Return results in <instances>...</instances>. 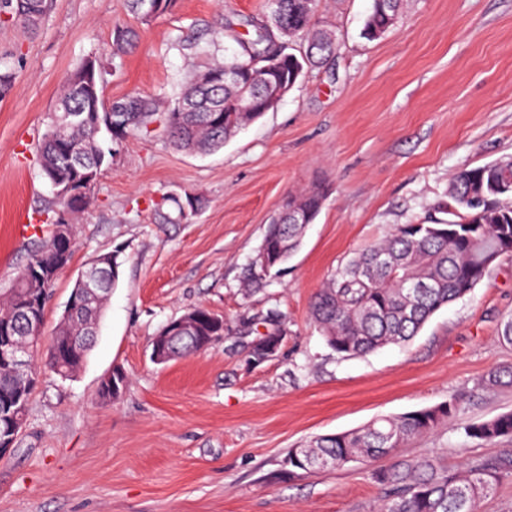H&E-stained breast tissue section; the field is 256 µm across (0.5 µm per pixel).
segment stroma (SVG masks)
<instances>
[{
	"instance_id": "35a3bbf8",
	"label": "stroma",
	"mask_w": 512,
	"mask_h": 512,
	"mask_svg": "<svg viewBox=\"0 0 512 512\" xmlns=\"http://www.w3.org/2000/svg\"><path fill=\"white\" fill-rule=\"evenodd\" d=\"M371 0H318L335 54L307 70L273 111L223 148L195 153L164 135L112 142L75 226L76 248L45 308L52 336L78 272L118 252L119 279L96 341L75 376L44 372L7 459L0 512H378L373 474L386 460L291 472L306 441L457 400L456 421L400 448L455 471L512 454V438L483 443L463 426L512 410V387L488 374L512 367L500 341L512 317V255L411 341L340 358L310 308L354 253L400 224L449 219L451 176L512 157V0H406L380 39L361 36ZM266 21V0H174L141 20L124 0H47L36 28L0 22V60L15 74L0 96V290L38 249L53 190L38 144L64 81L89 57L103 94L151 96L173 107L189 75L236 47L232 33ZM137 42L116 48L115 25ZM328 196L299 250L263 287L245 289L265 229L289 196ZM198 210L180 219L186 197ZM203 307L223 315L212 348L165 365L151 341ZM285 317L273 359L250 363L243 321ZM122 369L116 400L98 398Z\"/></svg>"
}]
</instances>
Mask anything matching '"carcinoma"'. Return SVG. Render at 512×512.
<instances>
[{
  "mask_svg": "<svg viewBox=\"0 0 512 512\" xmlns=\"http://www.w3.org/2000/svg\"><path fill=\"white\" fill-rule=\"evenodd\" d=\"M317 0H267L270 23L255 28L250 38L235 37L238 49L224 62L208 67L222 72L243 64L252 56H269L258 71L268 81L298 83L304 69L324 63L336 50V35L314 23ZM404 0H371L362 37L373 41L391 29L399 18ZM173 0H127L129 10L144 19L167 11ZM45 0H0V16L25 27L39 24ZM277 31L280 42L271 36ZM135 32L123 25L113 29L118 47L133 45ZM93 89L79 93L64 85L55 112L39 149L42 176L56 186L55 207L69 214L89 204L91 191L103 167L112 158L108 139L128 133L149 135V124L157 121L178 148L207 153L224 147L252 119L240 112L237 102L260 89L226 83L205 94L193 80L181 99H192L191 112H160L156 100L132 95L114 102L112 119L101 114L89 125L71 124L65 107L87 112L102 100V68L92 64ZM224 99V116L208 111L209 99ZM450 195L457 205L455 219L440 224H401L379 242L357 253L336 269L316 294L311 317L326 344L337 356L354 357L391 344H402L416 336L440 309L463 298L490 272L499 258L512 254V158L495 160L457 172L451 179ZM292 202L316 217L325 200L319 188L291 196ZM304 224H291L283 216L267 225L258 253L275 256L273 266L288 261L301 244ZM58 248L55 233L42 242L18 275L15 292L0 302V326L11 330L19 341L30 328L43 326L46 300L56 276L45 279L44 301L29 321L21 314L16 294L27 288L26 274L50 264ZM119 272L106 277L103 290L75 308L70 330L80 339L95 333L105 303ZM426 284L414 297V311L406 309L407 287ZM224 335V327L207 320L171 341L172 359L205 349L209 337ZM92 342L68 360H50L45 367L61 377L73 376L82 366ZM43 365L33 362L41 376ZM23 384L9 366L0 362V403L14 396ZM453 401L397 417L378 418L352 432L327 435L310 441L288 455V464L305 473L342 469L352 462L368 463L389 458L392 463L375 471L376 482L385 487L380 512H481L483 501L500 481L512 478V455L478 460L450 472L428 458L397 457L398 449L412 439L432 433L459 417ZM467 437L484 442L512 438V411L478 424L464 426Z\"/></svg>",
  "mask_w": 512,
  "mask_h": 512,
  "instance_id": "1",
  "label": "carcinoma"
}]
</instances>
